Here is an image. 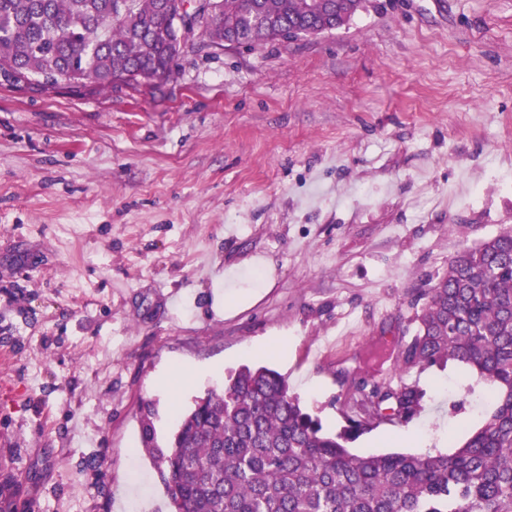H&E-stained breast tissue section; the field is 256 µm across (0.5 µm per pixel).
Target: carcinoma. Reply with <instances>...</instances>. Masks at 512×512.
<instances>
[{
    "mask_svg": "<svg viewBox=\"0 0 512 512\" xmlns=\"http://www.w3.org/2000/svg\"><path fill=\"white\" fill-rule=\"evenodd\" d=\"M0 0V85L44 94L64 86L104 92L166 78L183 52L178 0ZM306 0H211L200 22L215 45L254 47L288 31H330L364 9L309 14ZM402 368L456 362L497 393L484 424L452 454H352L345 443L373 423L404 421L423 391L375 388L337 435L265 366H242L185 411L165 441L155 407H139L141 448L171 512H512V230L457 250L424 293ZM21 484L0 466V512Z\"/></svg>",
    "mask_w": 512,
    "mask_h": 512,
    "instance_id": "1",
    "label": "carcinoma"
}]
</instances>
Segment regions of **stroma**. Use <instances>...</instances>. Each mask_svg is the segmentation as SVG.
<instances>
[{"label": "stroma", "mask_w": 512, "mask_h": 512, "mask_svg": "<svg viewBox=\"0 0 512 512\" xmlns=\"http://www.w3.org/2000/svg\"><path fill=\"white\" fill-rule=\"evenodd\" d=\"M176 71L0 87V454L18 512H169L140 403L166 438L244 365L283 375L332 435L364 384H417L416 416L348 448L454 452L489 389L456 363L402 370L401 352L452 254L512 228V0H366L290 43L195 37Z\"/></svg>", "instance_id": "stroma-1"}]
</instances>
